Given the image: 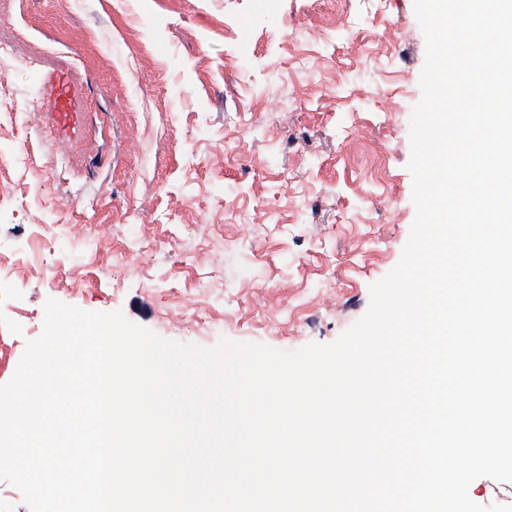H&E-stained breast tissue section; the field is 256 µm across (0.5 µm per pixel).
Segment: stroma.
<instances>
[{
	"mask_svg": "<svg viewBox=\"0 0 512 512\" xmlns=\"http://www.w3.org/2000/svg\"><path fill=\"white\" fill-rule=\"evenodd\" d=\"M0 385L45 303L180 343L335 342L416 218L414 0H0ZM71 74L59 140L26 72Z\"/></svg>",
	"mask_w": 512,
	"mask_h": 512,
	"instance_id": "obj_1",
	"label": "stroma"
}]
</instances>
